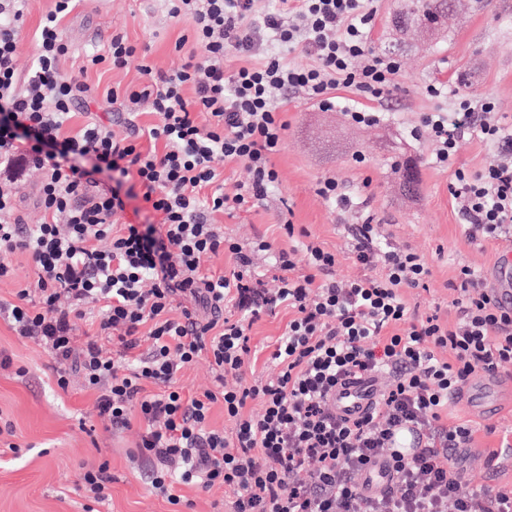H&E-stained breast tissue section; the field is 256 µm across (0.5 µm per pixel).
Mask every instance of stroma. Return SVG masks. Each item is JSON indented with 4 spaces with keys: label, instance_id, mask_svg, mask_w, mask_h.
I'll list each match as a JSON object with an SVG mask.
<instances>
[{
    "label": "stroma",
    "instance_id": "obj_1",
    "mask_svg": "<svg viewBox=\"0 0 512 512\" xmlns=\"http://www.w3.org/2000/svg\"><path fill=\"white\" fill-rule=\"evenodd\" d=\"M53 7L54 0L28 2L16 60L20 74L28 72L35 52L33 36ZM62 28L69 50L59 68L66 74L78 71L88 52L104 51L116 31L146 48L160 69H176L184 59L175 44L187 25L168 15L163 0H79ZM398 59L397 84L382 101H368L340 88L335 105L324 111L304 97L278 93L288 123L281 148L271 157L278 185L254 206L215 214L213 221L245 246L266 240L274 250H286L317 242L338 254L336 277L348 280L364 273L352 259V228L372 220L381 246L412 248L430 270L423 286L406 290L411 308L418 316L436 314L452 324L458 319V268L475 269L485 288H492L500 258L512 251V236L471 240L464 235L449 191L453 172L438 166L431 143L413 137L412 131L421 128L427 113L451 109V93L459 88L477 98H493L503 126L512 128V0H488L477 13L460 11L450 43L438 45L420 37L407 44ZM141 80L133 68L88 71L86 82L95 103L74 116L72 129L100 120L116 138L130 136L123 119L98 104L112 87ZM432 84L447 86L448 95L429 96L426 89ZM359 109L379 113L378 123L368 128L351 125L346 114ZM395 156L416 167L417 194H407L394 174ZM332 175L341 179L353 199L351 209L339 210L318 196L319 182ZM288 220L295 226L291 238L282 229ZM273 252L258 253L255 259V277L267 289L278 285ZM287 323L283 307L250 325L248 360L257 376L276 374L269 354ZM0 354L11 359L9 368L0 369V419L14 429L13 435L0 437V512H85L87 501L76 485L85 469L104 461L110 464L112 498L98 505V512H171L170 504L154 494L145 479L149 462L134 455L145 431L139 417H132L128 428L107 430L96 396L84 389L80 374L70 372L68 389L59 388L50 356L3 319ZM484 383L499 393L496 417L478 416L462 397L448 405L449 423L474 428L471 444L454 464L462 470L466 488L507 490L512 488V463L492 473L488 461L491 451L512 444V367L491 375L478 373L468 381L472 387ZM13 443L19 453L10 451Z\"/></svg>",
    "mask_w": 512,
    "mask_h": 512
}]
</instances>
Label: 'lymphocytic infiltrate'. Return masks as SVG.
I'll return each instance as SVG.
<instances>
[{
    "label": "lymphocytic infiltrate",
    "instance_id": "lymphocytic-infiltrate-1",
    "mask_svg": "<svg viewBox=\"0 0 512 512\" xmlns=\"http://www.w3.org/2000/svg\"><path fill=\"white\" fill-rule=\"evenodd\" d=\"M76 2L55 0L22 78L16 56L27 0H0V280L14 277L18 251L36 271L4 311L19 336L56 362L58 386L67 388L68 369L78 371L109 428L128 427L139 414L140 455L152 462L146 480L173 506L183 503L176 486L185 485L232 488L233 512H512L511 490L466 489L455 467L439 462L472 435L467 425L442 423L449 398L473 374L512 366V308L494 301L475 270H459L460 316L451 326L436 315L413 317L403 291L419 287L429 269L411 249L385 250L382 275L344 284L335 253L312 243L281 250L279 286L267 290L254 276L255 250L211 221L263 199L278 182L271 157L288 124L275 92L301 93L326 109L339 87L370 101L395 87L397 60L368 41L373 0H295L274 12L259 0H167L192 39L171 72L113 35L84 67L136 66L141 83L113 88L106 102L131 116L150 104L158 120L147 130L156 144L149 151L98 123L66 129L92 100L82 76L58 69L68 51L60 22ZM297 47L314 64L288 63L285 51ZM229 49L246 65L226 70ZM423 127L436 164L454 170L450 194L465 236L512 232V132L494 102L460 95L452 111L427 114ZM472 135L498 152L477 172L454 165L460 141ZM219 159L245 162L250 182L226 191ZM30 166L44 172L45 219L33 225L16 215L18 182ZM136 195L156 223L120 222ZM222 252L233 269L204 273V262ZM283 305L292 317L270 354L280 372L246 380V324ZM92 307L101 311L98 331L76 344V322ZM201 357L216 380L231 373L243 384L184 394L176 376ZM381 375L392 384L370 411L336 415L330 396L342 380ZM250 400L261 402L260 416L246 413ZM219 401L231 432L210 425ZM404 428L420 434L421 446L399 455L392 444ZM376 462L395 481L383 495L367 488ZM304 470L308 480L295 483Z\"/></svg>",
    "mask_w": 512,
    "mask_h": 512
}]
</instances>
